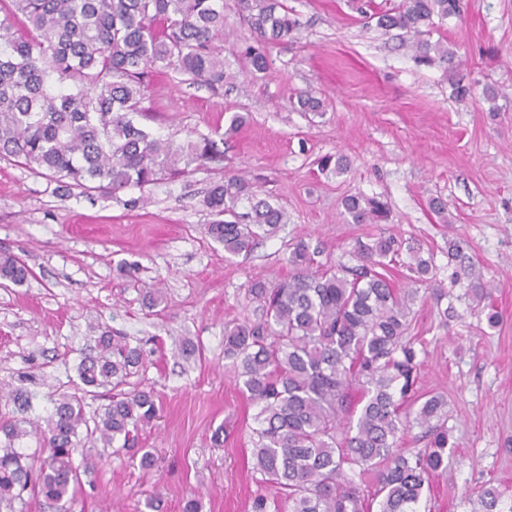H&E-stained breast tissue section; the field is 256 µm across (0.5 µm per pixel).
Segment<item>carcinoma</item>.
I'll list each match as a JSON object with an SVG mask.
<instances>
[{
	"mask_svg": "<svg viewBox=\"0 0 512 512\" xmlns=\"http://www.w3.org/2000/svg\"><path fill=\"white\" fill-rule=\"evenodd\" d=\"M239 6L268 42L300 32L298 16L281 0H239ZM462 9V0H401L370 18L379 29L413 36L421 58L449 61L448 45L425 39L424 28ZM222 39L224 0H0V159L67 190L109 195L223 160L213 140L177 143L137 121L148 118L142 100L149 70L185 74L209 88L235 87L214 46ZM245 55L254 71L267 70L264 52L248 47ZM64 81L75 82V91L56 88ZM319 165L341 175L349 162L326 155ZM205 204L217 217L206 225L208 236L233 256L249 254L287 223L286 212L242 175L214 184ZM342 207L355 224L388 218L387 204L376 197L348 195ZM399 253L396 238L382 231L351 247L356 264L315 270L316 252L299 239L289 247L288 277L248 284L256 317L224 325V360L258 407L254 474L280 494L275 508L257 494L252 512H417L429 477L447 470L448 401L416 393L420 363L407 336L432 260L412 253L408 286L397 288L386 271ZM33 275L25 259L0 253L1 282L20 286ZM467 295L482 306L489 327L500 323L487 284L470 283ZM94 332L95 354L78 366L77 391L52 399L45 426L28 431L18 419L0 418V512H16L28 490L65 512L80 471L99 464L87 445L119 441L113 452L129 451L157 417L154 391L132 382L145 368L141 348L103 326ZM87 395L106 400L90 418ZM416 427L425 430L427 448L407 455L400 443ZM29 434L49 446L37 466L15 448ZM367 478L374 489L365 495ZM502 496L494 486L484 488L482 512H496Z\"/></svg>",
	"mask_w": 512,
	"mask_h": 512,
	"instance_id": "carcinoma-1",
	"label": "carcinoma"
}]
</instances>
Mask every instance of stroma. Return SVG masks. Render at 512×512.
I'll return each instance as SVG.
<instances>
[{"label": "stroma", "instance_id": "1", "mask_svg": "<svg viewBox=\"0 0 512 512\" xmlns=\"http://www.w3.org/2000/svg\"><path fill=\"white\" fill-rule=\"evenodd\" d=\"M282 2L303 28L266 47L237 0H224L223 51L263 46L269 58L255 74L234 60L243 91L171 71L146 79L144 126L153 134L213 139L233 113L245 116L220 145L222 163L112 197L62 190L0 159V252L35 272L23 286L0 288V388L29 395L27 418L44 420L50 393L71 390L80 360L93 353L90 324L120 332L141 347L138 380L162 406L139 435L155 465L102 449L69 512H148L150 500L155 512H182L191 496L201 512H251L257 491H277L254 479L257 408L225 366L224 325L253 317L251 281L287 277L294 241L305 239L329 266L356 240L384 231L401 245L395 284L405 286L403 264L417 250L432 258L431 285L442 293L418 299L411 334L419 390L447 397L455 448L419 512H479V492L490 484L504 492L501 512H512V0H464V18L435 25L429 39L453 48L450 63L420 60L403 31H381L347 0ZM452 70L470 86L467 99L456 98ZM489 87L497 97L486 96ZM306 90L321 111L299 109ZM327 154L346 156L347 172H320ZM233 172L288 215L276 236L238 257L207 235L213 216L203 204ZM350 194L381 198L388 221L353 223L341 205ZM139 196L145 204L129 207ZM436 197L448 203L447 220L430 208ZM452 240L464 263L449 262ZM124 259L139 262L137 280L118 271ZM472 279L492 285L497 328L465 297ZM152 288L160 298L150 308L144 295ZM449 306L453 317H443Z\"/></svg>", "mask_w": 512, "mask_h": 512}]
</instances>
